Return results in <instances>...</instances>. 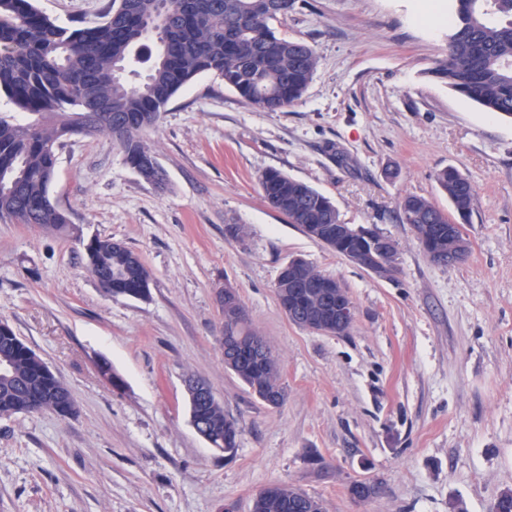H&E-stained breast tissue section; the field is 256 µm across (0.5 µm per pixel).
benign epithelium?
I'll return each mask as SVG.
<instances>
[{
    "mask_svg": "<svg viewBox=\"0 0 512 512\" xmlns=\"http://www.w3.org/2000/svg\"><path fill=\"white\" fill-rule=\"evenodd\" d=\"M322 242L337 254L360 268L379 275L386 262L395 257L397 242L373 229L355 227L337 222L319 228ZM463 226L453 219L446 224H433L422 236V247L429 259L441 266L457 261V248L465 244ZM307 261L292 258L280 269L277 280H290L292 291L276 294L278 304L288 318L301 327L317 332H328L327 324L336 321L344 326L353 320V307L342 283L333 277L311 279L306 275ZM261 348L257 340L249 345L231 343L224 347V361L233 365L244 362L248 352ZM186 388L190 401V419L196 432L209 443L217 439V427L203 420L205 410L216 402L211 389L202 381L189 379Z\"/></svg>",
    "mask_w": 512,
    "mask_h": 512,
    "instance_id": "1",
    "label": "benign epithelium"
}]
</instances>
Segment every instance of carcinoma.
<instances>
[{
    "label": "carcinoma",
    "instance_id": "1",
    "mask_svg": "<svg viewBox=\"0 0 512 512\" xmlns=\"http://www.w3.org/2000/svg\"><path fill=\"white\" fill-rule=\"evenodd\" d=\"M161 0H110L101 21L78 27L55 23L35 0H0V95L41 121L22 124L0 116V220L39 224L58 234L71 230L68 213L49 196L59 140L70 134H107L125 161L137 165L148 150L142 133L155 125L172 97L196 75L214 72L252 106L282 110L301 99L317 66L313 47L280 37L270 23L295 0H172L166 32H154ZM445 56L430 74L486 111L512 117V0H454ZM155 38L156 56L143 82L133 84L128 68L134 48ZM436 182L462 218L474 198L471 182L456 167L437 172ZM263 198L311 236L316 227L336 223L328 198L278 170L259 178ZM400 220L421 236L424 224H445L448 214L423 196L400 204ZM94 276L108 270L130 275L118 288L146 297L150 273L140 256L109 239H96L86 252ZM259 332L244 309L224 317V342L248 341ZM13 360L15 374L0 378V417L50 410L67 387L37 376L33 355L0 346ZM228 369L250 390L270 388V370L256 365ZM220 447L232 456L241 432L219 406L212 412ZM255 512H325L323 501L290 485L275 487Z\"/></svg>",
    "mask_w": 512,
    "mask_h": 512
}]
</instances>
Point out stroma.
<instances>
[{
  "label": "stroma",
  "mask_w": 512,
  "mask_h": 512,
  "mask_svg": "<svg viewBox=\"0 0 512 512\" xmlns=\"http://www.w3.org/2000/svg\"><path fill=\"white\" fill-rule=\"evenodd\" d=\"M108 2L36 5L69 27L97 21ZM415 7L296 0L272 28L316 52L303 97L264 112L214 73L197 75L143 135L166 189L144 182L108 135L63 139L50 196L78 233L0 221V320L77 412L0 418V512H217L229 500L249 512L271 482L321 498L326 512H491L512 491V119L431 76L448 29ZM449 166L475 196L468 253L443 267L399 204L417 195L448 209L435 175ZM269 169L328 197L343 223L392 237L396 277L359 268L271 209L258 182ZM92 237L141 256L147 299L103 290L82 245ZM293 257L343 283L348 334L310 332L281 310L276 280ZM227 287L278 360L280 406L224 366ZM190 377L238 421L234 456L193 428ZM356 479L378 495L352 499Z\"/></svg>",
  "instance_id": "35a3bbf8"
}]
</instances>
